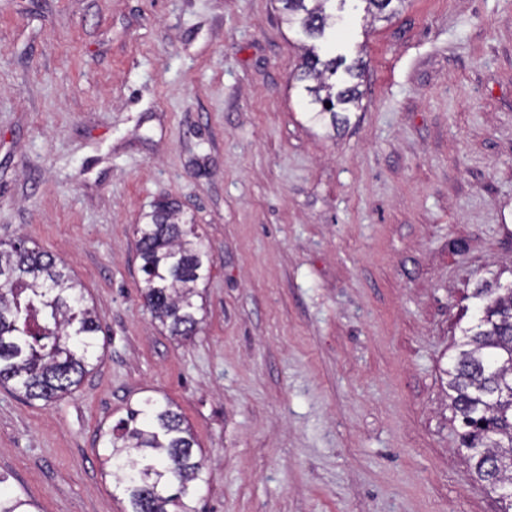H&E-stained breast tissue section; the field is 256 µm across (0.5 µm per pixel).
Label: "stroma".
I'll list each match as a JSON object with an SVG mask.
<instances>
[{
  "label": "stroma",
  "instance_id": "obj_1",
  "mask_svg": "<svg viewBox=\"0 0 512 512\" xmlns=\"http://www.w3.org/2000/svg\"><path fill=\"white\" fill-rule=\"evenodd\" d=\"M279 0H0V241L85 290L101 364L68 396L0 386V473L38 512H125L100 434L173 401L198 512H499L445 369L472 293L512 284V0L346 7L362 59L331 130ZM162 198L211 262L196 335L141 295L134 224ZM365 3L364 11L373 18L388 20L396 15L406 0H358Z\"/></svg>",
  "mask_w": 512,
  "mask_h": 512
}]
</instances>
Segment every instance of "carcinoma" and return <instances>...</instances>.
<instances>
[{
  "label": "carcinoma",
  "mask_w": 512,
  "mask_h": 512,
  "mask_svg": "<svg viewBox=\"0 0 512 512\" xmlns=\"http://www.w3.org/2000/svg\"><path fill=\"white\" fill-rule=\"evenodd\" d=\"M285 21L308 38L335 26L330 0H280ZM364 11L388 20L406 0H361ZM349 77L338 91L328 78L339 68ZM364 63L323 59L309 48L300 81L313 118L339 113L360 100ZM331 107H325V103ZM136 249L144 274L142 295L152 314L175 338L193 336L199 324L194 303L198 282L208 278L206 250L195 225L182 221L173 200L158 202L136 225ZM477 320L460 328L453 364L445 370L448 398L463 432L461 446L477 481L512 485V288H476ZM99 323L85 295L48 252L19 240L0 244V385H12L29 401L51 402L78 387L97 356ZM106 461L128 502V512H196L206 481L205 465L183 415L170 401L145 400L104 433ZM36 504L13 492L0 474V512H34Z\"/></svg>",
  "instance_id": "cac0c4a2"
}]
</instances>
